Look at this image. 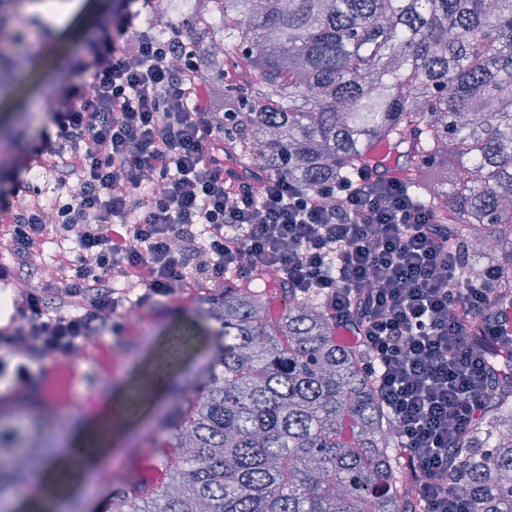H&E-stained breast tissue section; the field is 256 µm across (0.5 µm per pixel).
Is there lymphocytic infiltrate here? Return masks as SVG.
I'll return each mask as SVG.
<instances>
[{
    "label": "lymphocytic infiltrate",
    "mask_w": 512,
    "mask_h": 512,
    "mask_svg": "<svg viewBox=\"0 0 512 512\" xmlns=\"http://www.w3.org/2000/svg\"><path fill=\"white\" fill-rule=\"evenodd\" d=\"M80 81L63 90L57 139L38 154L64 201L16 182L0 208L11 257L0 284L16 301L0 350L32 339L63 356L86 337L121 332L137 306L226 274L275 270L367 349L427 512H473L452 478L455 450L497 380L467 333L495 311L490 294L458 284L448 232L395 177L305 187L288 175L224 171V128L181 34L127 25L92 42ZM75 243L53 279L39 275L44 239Z\"/></svg>",
    "instance_id": "1"
}]
</instances>
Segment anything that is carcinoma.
I'll list each match as a JSON object with an SVG mask.
<instances>
[{"mask_svg":"<svg viewBox=\"0 0 512 512\" xmlns=\"http://www.w3.org/2000/svg\"><path fill=\"white\" fill-rule=\"evenodd\" d=\"M224 20L216 105L235 114V165L316 187L353 184L399 152V179L448 225L458 280L512 307V0H214ZM265 270L200 299L217 352L171 390L143 448L166 482L113 483L105 512H422L364 353L336 336L319 295L272 293ZM284 310L272 311L275 298ZM468 334L496 363L479 317ZM195 337L172 332L175 374ZM455 459L475 512H512V383L487 393ZM39 446L36 427L0 426V512Z\"/></svg>","mask_w":512,"mask_h":512,"instance_id":"cac0c4a2","label":"carcinoma"}]
</instances>
